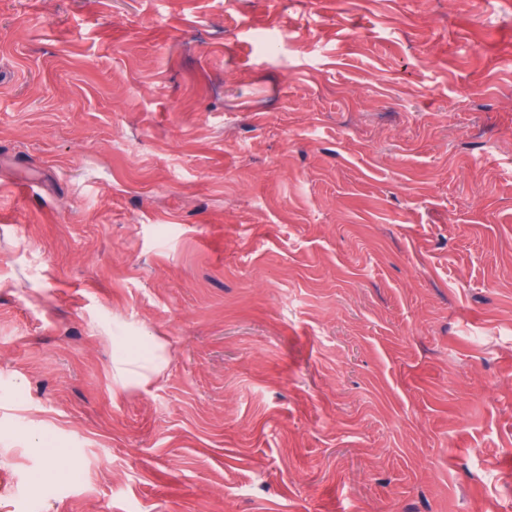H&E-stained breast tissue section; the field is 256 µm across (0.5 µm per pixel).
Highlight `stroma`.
<instances>
[{"mask_svg": "<svg viewBox=\"0 0 512 512\" xmlns=\"http://www.w3.org/2000/svg\"><path fill=\"white\" fill-rule=\"evenodd\" d=\"M0 512H512V0H0ZM144 344L152 346L147 354L122 353L113 356L112 378L124 384L144 386L152 377L162 371L167 363L162 345L156 344L153 336H139Z\"/></svg>", "mask_w": 512, "mask_h": 512, "instance_id": "1", "label": "stroma"}]
</instances>
